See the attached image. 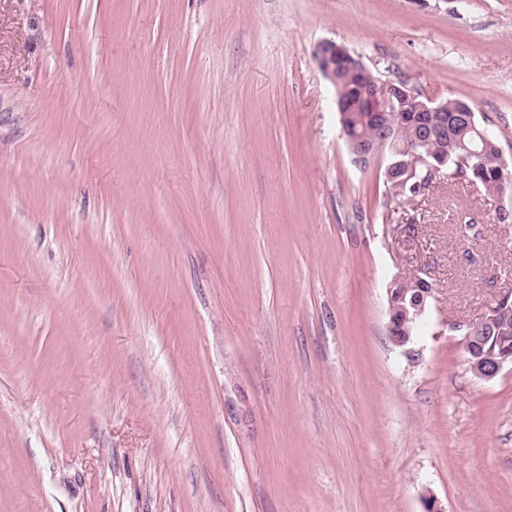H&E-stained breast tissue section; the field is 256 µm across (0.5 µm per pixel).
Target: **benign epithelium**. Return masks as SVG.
<instances>
[{"instance_id": "1", "label": "benign epithelium", "mask_w": 512, "mask_h": 512, "mask_svg": "<svg viewBox=\"0 0 512 512\" xmlns=\"http://www.w3.org/2000/svg\"><path fill=\"white\" fill-rule=\"evenodd\" d=\"M319 48L322 50L319 58L321 71L334 85L339 81V65L345 64V58L351 55V52L344 45L333 40L321 42ZM404 98L418 99L417 111L429 113L424 134L431 136L448 131L445 104L427 97L403 77L373 80L361 89V99L365 101L363 111L370 113L372 120L383 128L388 127L398 118L397 102ZM468 129L473 137L483 144L481 150L472 146L465 147L467 163L470 164L482 158L483 151L492 146V142L488 138L487 125L476 122L470 117ZM345 141L354 162L364 168L383 158L386 153L401 157L408 151V148L390 144L386 139L372 145L360 133L345 136ZM402 165L406 166L405 180L412 182L414 186L421 185L424 180L417 171V167L426 168L429 174L436 171V167L429 164L427 155L419 153L415 161L409 164L403 160L387 162L384 168L385 182H390L394 171ZM409 279L421 281L424 287L418 289V295L411 297L408 305L402 306L404 317L416 322L418 326L422 325L426 319L429 299L433 297L434 288L428 280L417 273L398 274L387 288L388 329L390 330L394 329V299L398 295L405 296V293L399 292V289ZM507 313H512V291L502 294L496 305L479 320L464 322L457 327L461 332L460 342L467 356L469 369L479 379L491 381L505 368H512V346L509 345L508 337L505 336L508 323L504 320V315Z\"/></svg>"}]
</instances>
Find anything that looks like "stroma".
<instances>
[{"mask_svg": "<svg viewBox=\"0 0 512 512\" xmlns=\"http://www.w3.org/2000/svg\"><path fill=\"white\" fill-rule=\"evenodd\" d=\"M328 39L512 165V0H0V512H512V224L354 163ZM318 47L322 50L319 58L321 71L332 85H336L339 81V65L346 66L345 58L352 53L344 45L333 40H325ZM409 279L420 280L422 284H424V288L418 289V295L410 298L408 302L409 307H407L406 305L402 306V312L404 314V317L416 322L417 329L422 325V323L426 319L430 302V300L428 299H431L433 297L434 288H432V285L428 280H426L417 273L398 274L392 279V281L389 284V287L387 288V303L389 315L388 329L390 335L393 334L391 333V331L394 329L395 321L394 299L399 293L398 289H400L403 286V284ZM512 313V291L505 292L478 321L464 322L456 329L467 356L469 369L479 379H495L506 367L512 368V348L510 336H501L508 331V323L503 316ZM488 325L489 329H484Z\"/></svg>", "mask_w": 512, "mask_h": 512, "instance_id": "1", "label": "stroma"}]
</instances>
